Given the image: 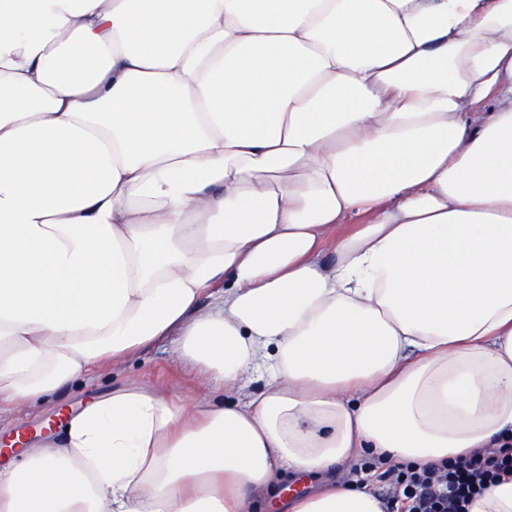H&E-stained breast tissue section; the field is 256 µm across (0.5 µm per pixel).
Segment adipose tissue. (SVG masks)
<instances>
[{"mask_svg":"<svg viewBox=\"0 0 512 512\" xmlns=\"http://www.w3.org/2000/svg\"><path fill=\"white\" fill-rule=\"evenodd\" d=\"M171 336L223 402L96 394L0 512H384L330 471L512 443V0H0V410Z\"/></svg>","mask_w":512,"mask_h":512,"instance_id":"adipose-tissue-1","label":"adipose tissue"}]
</instances>
